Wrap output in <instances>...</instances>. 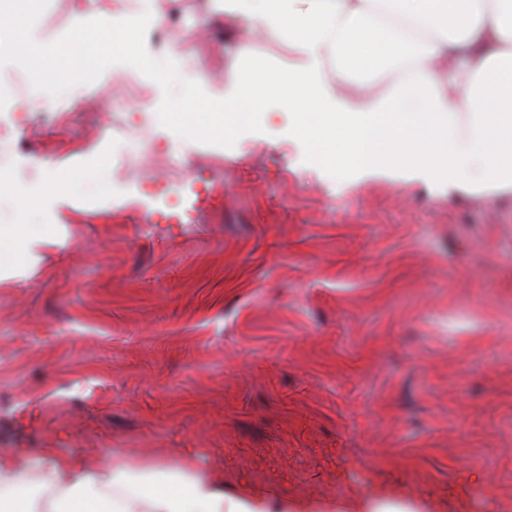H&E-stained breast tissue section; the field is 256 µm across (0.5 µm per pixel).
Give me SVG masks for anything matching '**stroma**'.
<instances>
[{
    "mask_svg": "<svg viewBox=\"0 0 512 512\" xmlns=\"http://www.w3.org/2000/svg\"><path fill=\"white\" fill-rule=\"evenodd\" d=\"M69 2L40 0L39 36L69 35ZM163 7L205 23L223 74L237 43L206 0ZM92 65L61 98L0 60L11 182L92 157L127 184L27 212L50 237L29 276L0 271V452L107 466L189 448L229 484L301 499L374 479L444 512H512V199L324 175L251 130L231 153L204 128L177 146L107 50ZM147 146L173 175L222 176L160 196L112 160Z\"/></svg>",
    "mask_w": 512,
    "mask_h": 512,
    "instance_id": "stroma-1",
    "label": "stroma"
}]
</instances>
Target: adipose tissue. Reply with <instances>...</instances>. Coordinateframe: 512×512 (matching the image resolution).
Segmentation results:
<instances>
[{
  "instance_id": "1",
  "label": "adipose tissue",
  "mask_w": 512,
  "mask_h": 512,
  "mask_svg": "<svg viewBox=\"0 0 512 512\" xmlns=\"http://www.w3.org/2000/svg\"><path fill=\"white\" fill-rule=\"evenodd\" d=\"M212 21L236 32L229 64L249 66V81L203 87L204 124L220 143L263 112L288 117L287 139L299 142L313 169L347 171L455 193L512 194V0H209ZM32 0H0V33H13L10 53L35 65L45 85L51 59L93 55L87 13L73 4L69 24L78 41L47 47L27 33ZM98 30L112 33L113 71L153 65L149 27L164 30L184 62L202 68L199 39L170 30L159 0H112L98 12ZM261 34L288 49L287 71L253 55ZM336 79H329L328 69ZM399 72L385 91L364 90L358 78ZM141 111L161 112L175 139L197 124L160 85ZM39 236L29 224L0 225V265L24 269ZM0 512H442L441 507L370 484L353 501L272 497L261 488L228 486L200 468L194 454L147 457L131 465H87L53 448L0 458Z\"/></svg>"
}]
</instances>
